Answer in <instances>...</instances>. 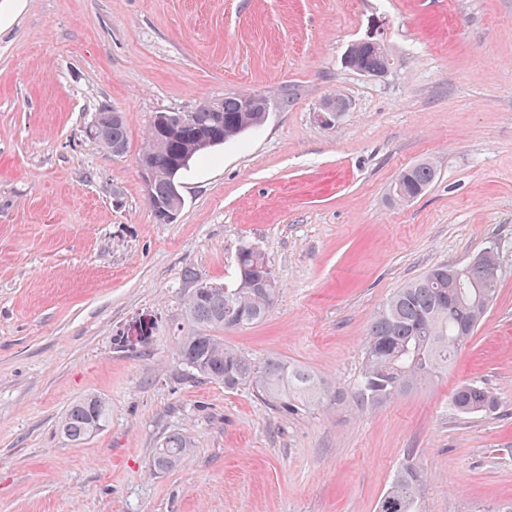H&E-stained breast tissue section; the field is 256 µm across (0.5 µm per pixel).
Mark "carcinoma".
<instances>
[{
  "label": "carcinoma",
  "mask_w": 512,
  "mask_h": 512,
  "mask_svg": "<svg viewBox=\"0 0 512 512\" xmlns=\"http://www.w3.org/2000/svg\"><path fill=\"white\" fill-rule=\"evenodd\" d=\"M386 53L366 47L357 56V66L378 70ZM248 93L231 94L215 102H205L190 112L170 111L186 123L178 129L151 124L143 154L149 157L157 177L153 193L167 205L175 201L171 170L186 168L190 160L215 148L205 143L214 131L229 142L263 123L261 113L244 111ZM94 122L101 128L95 142L102 149L121 156L127 149V127L123 114L97 112ZM436 168L422 161L400 173L396 182L414 197L422 195L434 182ZM493 284L489 294L476 287ZM499 282V264L494 252L460 276L437 265L398 289L377 314L364 344V365L358 383V399L363 404L390 402L448 370L455 354L473 336ZM279 292V285L265 255L244 246L237 256V272L230 287H208L189 295L186 315L190 328L181 337L178 351L182 362L205 380L224 384L227 389L251 387L270 405L289 413L309 408L325 395L322 382L309 371L278 357L257 361L224 344L223 333L246 328L265 320ZM462 413H492L497 399L487 388L471 383L461 385L453 395ZM108 403L97 395H87L71 404L58 422L60 434L71 444L81 445L105 426ZM189 443L177 434L167 436L156 449L152 468L165 471L177 467L187 454ZM421 478L412 466L396 475L379 503L378 512H417Z\"/></svg>",
  "instance_id": "1"
}]
</instances>
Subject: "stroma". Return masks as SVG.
Instances as JSON below:
<instances>
[{"label":"stroma","mask_w":512,"mask_h":512,"mask_svg":"<svg viewBox=\"0 0 512 512\" xmlns=\"http://www.w3.org/2000/svg\"><path fill=\"white\" fill-rule=\"evenodd\" d=\"M378 21L389 72L345 68ZM232 93L265 96L264 124L194 160L157 222L137 167L156 113ZM334 96L348 108L322 126ZM103 104L123 156L85 134ZM423 160L433 184L394 201ZM245 245L279 293L224 342L314 373L311 410L178 357L190 289L232 283ZM489 248L497 293L447 372L361 404L387 300ZM466 382L496 411H458ZM90 394L109 421L71 445L58 421ZM171 434L187 455L153 472ZM406 464L419 512H512V0H0V512H378Z\"/></svg>","instance_id":"35a3bbf8"}]
</instances>
